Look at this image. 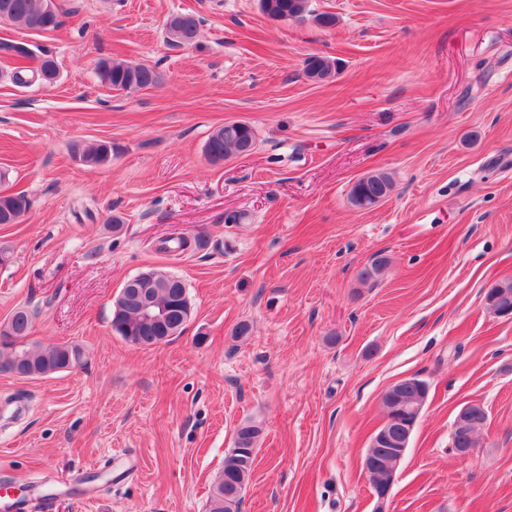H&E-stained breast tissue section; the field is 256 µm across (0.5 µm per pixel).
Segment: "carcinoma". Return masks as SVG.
I'll return each mask as SVG.
<instances>
[{"instance_id":"1","label":"carcinoma","mask_w":512,"mask_h":512,"mask_svg":"<svg viewBox=\"0 0 512 512\" xmlns=\"http://www.w3.org/2000/svg\"><path fill=\"white\" fill-rule=\"evenodd\" d=\"M261 8L263 14L274 20H297L308 13V0H265ZM9 6L6 21L22 28L48 32L57 29L61 21L60 8L55 0H0V6ZM201 20L193 14L182 13L172 16L166 23V41L176 47H188L196 42ZM0 54L22 60L29 51L12 41H0ZM52 63L45 57L38 68L18 66L13 72V81L17 84H31L41 80V72ZM338 70L336 60L324 56H315L309 60L306 75L314 81H327L335 77ZM97 76L101 83L112 89L136 91L155 86L160 81L159 72L150 66L125 61L103 60L99 63ZM256 135L253 127L245 124L231 132L222 125L213 130L206 143L207 157L215 162L239 155L244 144L255 145ZM105 142L76 141L71 144V152L89 165L98 164L100 154L109 149ZM383 190L390 194L392 180L385 172H373L362 177L352 186L350 197L374 204L373 195ZM28 209L27 200L20 195H0V224H17ZM152 281L151 296L160 306L169 310L168 325L164 329L154 328L144 323L140 296L125 289L118 293L117 306L113 307L112 329L124 340L141 347L159 344L158 336H168L181 332L192 313V304L184 281L173 274L159 270H148ZM32 315L25 308L16 309L7 323V330L0 331V372L8 373L12 368H22L35 377H45L69 369L81 362L82 349L77 345L55 344L50 347L28 346L26 338L30 335ZM404 392L399 401H383L385 417L396 421L395 428L405 439H410L418 418L409 415L411 411L421 409L427 391L425 381H402ZM468 411L473 422L471 436L452 438L454 448L476 447V435L487 421V413L479 404L469 405ZM262 428L252 422L240 424L234 432L236 447L224 455V467L212 487L208 512H239L243 493L247 487ZM371 458L375 459L374 474L369 477L372 488L379 493L390 490L399 464L398 457L386 450L372 448Z\"/></svg>"}]
</instances>
